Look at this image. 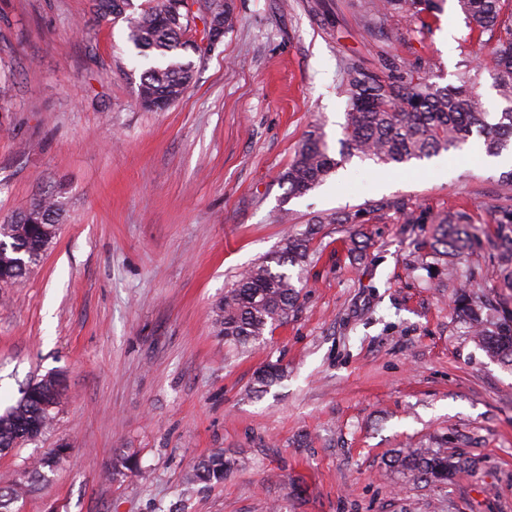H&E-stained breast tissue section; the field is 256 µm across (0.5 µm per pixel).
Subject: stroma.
Wrapping results in <instances>:
<instances>
[{
	"label": "stroma",
	"instance_id": "1",
	"mask_svg": "<svg viewBox=\"0 0 512 512\" xmlns=\"http://www.w3.org/2000/svg\"><path fill=\"white\" fill-rule=\"evenodd\" d=\"M236 22L162 112L137 104L142 67L125 22L91 0H0V221L62 185L59 234L28 277L0 283V413L50 372L67 398L37 440L0 455V476L70 453L14 512H512V366L453 310L463 286L512 308V272L489 243L512 236V197L482 137L401 168L352 158L287 197L306 134L339 151V64L399 56L439 85L465 72L456 0L420 23H363L361 0H233ZM403 199L414 223L384 208ZM464 211L479 242L449 277L431 248ZM297 308L247 349L225 345L213 306L238 274L319 215ZM285 370L267 392L260 368ZM433 446L472 473L429 485L397 450ZM223 483L182 492L215 450ZM138 467L105 478L118 451Z\"/></svg>",
	"mask_w": 512,
	"mask_h": 512
}]
</instances>
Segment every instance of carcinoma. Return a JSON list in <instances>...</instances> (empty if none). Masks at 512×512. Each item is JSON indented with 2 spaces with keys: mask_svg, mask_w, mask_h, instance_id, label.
I'll return each instance as SVG.
<instances>
[{
  "mask_svg": "<svg viewBox=\"0 0 512 512\" xmlns=\"http://www.w3.org/2000/svg\"><path fill=\"white\" fill-rule=\"evenodd\" d=\"M470 28L471 58L479 61L475 74L465 72L457 86L441 87L418 71H411L396 57L381 59L370 70L346 57L340 65V88L349 110L338 155L330 152L323 134L311 130L283 175L288 195H302L322 185L342 162L367 158L380 165H400L461 149L477 134L485 152L498 156L512 147V0H457ZM210 15L192 11L190 0H144L137 13H128L132 0H92L98 22L127 23L128 41L139 56L151 61L140 76L137 100L148 112H161L179 102L193 80L196 63L192 53L204 58L202 47L186 38L203 23L201 40L212 45L224 37L234 21L224 0H207ZM438 11L437 0H367L370 17H423ZM488 71L502 101L501 112L485 111L479 75ZM64 187L58 185L38 194L23 211L0 223V282L24 279L32 266L50 248L60 223ZM436 239L440 253L451 257L468 247V217L450 212L441 221ZM308 239L289 238L271 255L251 265L213 309L212 321L224 342L240 347L264 340L265 333L286 322L297 303L307 258ZM456 313L471 324L486 352L512 364V318L500 322L495 303L469 289L457 292ZM283 377V370L269 364L255 377L253 391L262 393ZM62 374L49 373L23 392L19 402L0 414V452L16 447L51 426L66 399ZM59 458L47 452L35 460L31 470L0 480V512H10L9 503L24 497L35 479L55 469ZM401 471L426 483H446L470 472L474 463L435 448H413L396 454ZM238 461L216 450L201 459L186 475V488L200 483L222 484L224 475ZM137 467L136 457L126 451L113 459L108 475L115 477Z\"/></svg>",
  "mask_w": 512,
  "mask_h": 512,
  "instance_id": "carcinoma-1",
  "label": "carcinoma"
}]
</instances>
